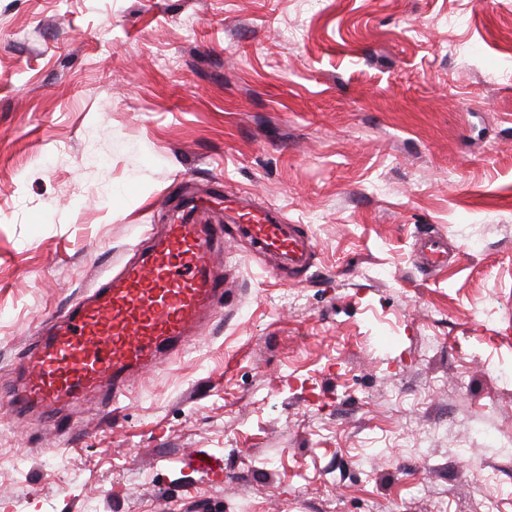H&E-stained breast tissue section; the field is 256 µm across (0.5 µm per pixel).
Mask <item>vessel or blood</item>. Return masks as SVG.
I'll use <instances>...</instances> for the list:
<instances>
[{
	"label": "vessel or blood",
	"instance_id": "b4317fda",
	"mask_svg": "<svg viewBox=\"0 0 512 512\" xmlns=\"http://www.w3.org/2000/svg\"><path fill=\"white\" fill-rule=\"evenodd\" d=\"M207 209L206 200H198L136 262L88 299L51 316L49 335L39 337L20 382L9 390L13 407L51 415L100 393L119 399L131 377L154 369L192 340L215 300L226 294L214 260L223 227L200 222ZM224 209L235 213L263 250L306 263L307 246L271 211L241 205L231 196L225 197ZM417 258L426 270L446 266L442 235L423 233Z\"/></svg>",
	"mask_w": 512,
	"mask_h": 512
}]
</instances>
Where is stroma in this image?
I'll return each mask as SVG.
<instances>
[{"label": "stroma", "mask_w": 512, "mask_h": 512, "mask_svg": "<svg viewBox=\"0 0 512 512\" xmlns=\"http://www.w3.org/2000/svg\"><path fill=\"white\" fill-rule=\"evenodd\" d=\"M219 184L307 265L226 239L118 409L0 400V512H512V0H0V382ZM418 264L425 270L436 271L448 265V250L443 236L437 232H424L419 238Z\"/></svg>", "instance_id": "obj_1"}]
</instances>
